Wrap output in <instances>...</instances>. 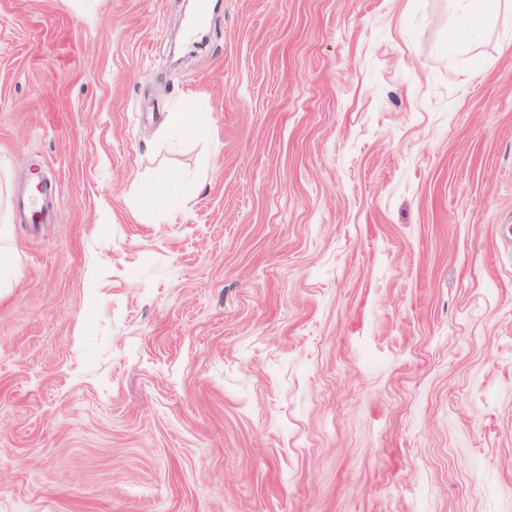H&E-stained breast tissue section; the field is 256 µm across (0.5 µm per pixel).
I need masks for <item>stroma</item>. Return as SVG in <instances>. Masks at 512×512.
Returning a JSON list of instances; mask_svg holds the SVG:
<instances>
[{
    "instance_id": "1",
    "label": "stroma",
    "mask_w": 512,
    "mask_h": 512,
    "mask_svg": "<svg viewBox=\"0 0 512 512\" xmlns=\"http://www.w3.org/2000/svg\"><path fill=\"white\" fill-rule=\"evenodd\" d=\"M184 7L0 0V512H512V4ZM462 10L467 17L465 27L461 28L451 47L455 52H467L474 36L475 28L482 22L495 16L501 7V0H459ZM171 124L194 138H205L210 131L209 114L205 112H173Z\"/></svg>"
}]
</instances>
